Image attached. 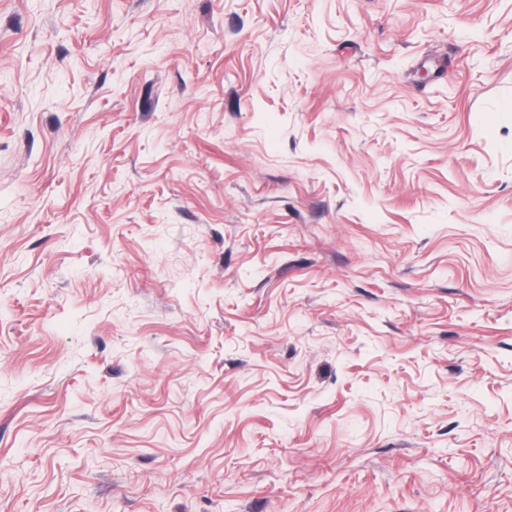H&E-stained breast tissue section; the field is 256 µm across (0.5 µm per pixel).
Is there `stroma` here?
<instances>
[{
	"mask_svg": "<svg viewBox=\"0 0 512 512\" xmlns=\"http://www.w3.org/2000/svg\"><path fill=\"white\" fill-rule=\"evenodd\" d=\"M0 512H512V0H0Z\"/></svg>",
	"mask_w": 512,
	"mask_h": 512,
	"instance_id": "stroma-1",
	"label": "stroma"
}]
</instances>
